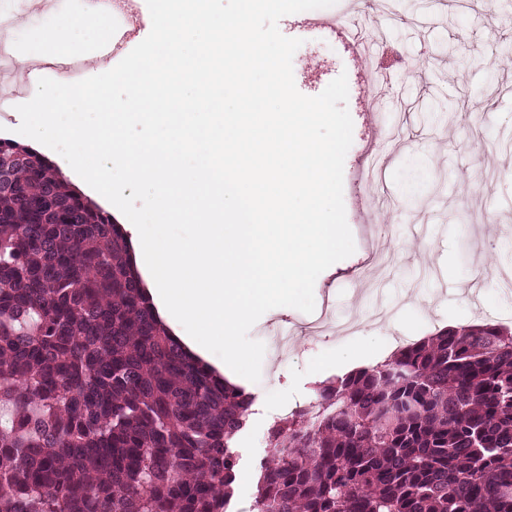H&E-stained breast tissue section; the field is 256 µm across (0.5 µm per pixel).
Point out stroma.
<instances>
[{
  "instance_id": "35a3bbf8",
  "label": "stroma",
  "mask_w": 512,
  "mask_h": 512,
  "mask_svg": "<svg viewBox=\"0 0 512 512\" xmlns=\"http://www.w3.org/2000/svg\"><path fill=\"white\" fill-rule=\"evenodd\" d=\"M358 34L372 33V62L353 59L347 45L310 37L293 57L294 79L307 96L346 75L353 142L344 178H361L360 196L344 193L354 253L326 269L314 287L316 309L336 321L355 320L354 332L320 340L311 317L290 307L266 312L250 336L292 327L287 360L264 357L259 382L245 388L266 404L250 415L237 439L233 502L249 504L257 470L268 458V429L284 408L312 394L317 381L369 366L398 347L439 329L485 322L512 328V6L507 0H358ZM76 26L69 56L83 58L76 80L103 73L92 54L108 25L88 0H68L62 13L21 23L14 49L35 57L32 32H52L59 16ZM392 254L381 275L360 276L370 254Z\"/></svg>"
}]
</instances>
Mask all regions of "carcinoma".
Instances as JSON below:
<instances>
[{
	"mask_svg": "<svg viewBox=\"0 0 512 512\" xmlns=\"http://www.w3.org/2000/svg\"><path fill=\"white\" fill-rule=\"evenodd\" d=\"M0 138V512H230L253 398L157 317L112 215ZM255 512H512V331L463 325L274 423Z\"/></svg>",
	"mask_w": 512,
	"mask_h": 512,
	"instance_id": "carcinoma-1",
	"label": "carcinoma"
}]
</instances>
